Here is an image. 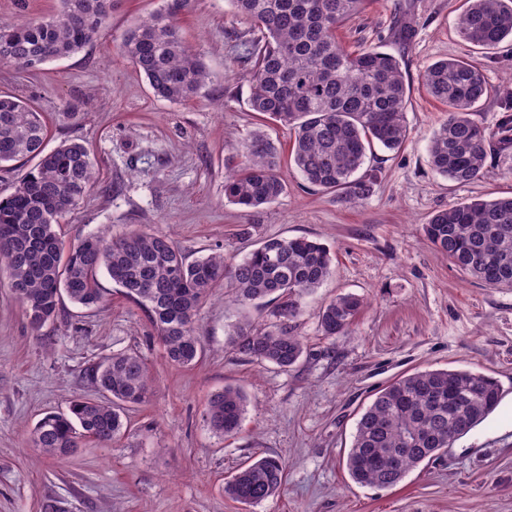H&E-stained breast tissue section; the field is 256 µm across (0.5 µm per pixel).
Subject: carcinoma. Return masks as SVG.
Here are the masks:
<instances>
[{"label": "carcinoma", "instance_id": "carcinoma-1", "mask_svg": "<svg viewBox=\"0 0 512 512\" xmlns=\"http://www.w3.org/2000/svg\"><path fill=\"white\" fill-rule=\"evenodd\" d=\"M52 15L21 24L0 22V65L31 71L69 57L107 24L112 0H59ZM191 0H164V8L123 38L125 55L142 71L153 93L170 102L196 98L212 79L201 56L179 34L177 20ZM250 27L246 40L247 83L253 111L288 128L289 162L302 180L324 191L343 190L351 199L370 192L357 176L378 143L398 150L408 136L405 120L409 82L401 56L376 46L348 51L338 29L359 14L366 0H230ZM456 31L475 47L491 50L512 40V0H465ZM426 92L448 107L428 152L433 169L456 183L479 179L492 144L512 148V93L497 133L471 118L487 94L480 65L444 59L421 75ZM47 124L41 112L9 95L0 96V166L36 163L0 195V266L8 288L21 295L32 328L53 318L62 297L82 307L102 302L98 284L106 271L126 298L148 313L168 360L181 367L199 359L196 316L213 289L224 284L237 300L278 303L279 316L302 312V300L331 273L325 245L299 238H269L240 260L215 250L191 262L165 236L131 231L107 238L89 234L64 248L57 228L96 181L86 147L65 141L45 151ZM278 150L264 131L242 143L238 169L224 181V199L250 210L276 201L286 190L278 174ZM425 239L448 261L491 288H512V196L457 202L422 226ZM363 301L340 295L320 308L326 337L354 324ZM236 350L260 363L291 368L304 348L284 327L240 330ZM87 378L108 394L100 401L76 399L66 413H49L31 433L47 455L64 458L85 441L108 445L123 428V409L150 399L143 359L117 353L91 365ZM500 386L468 370H423L403 375L378 392L357 422L346 466L353 481L391 488L426 460L453 444L497 407ZM247 397L238 387L214 393L206 408L208 427L231 436L242 423ZM285 479L282 462L261 456L240 467L224 493L242 504L275 495Z\"/></svg>", "mask_w": 512, "mask_h": 512}]
</instances>
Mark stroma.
Returning a JSON list of instances; mask_svg holds the SVG:
<instances>
[{"mask_svg":"<svg viewBox=\"0 0 512 512\" xmlns=\"http://www.w3.org/2000/svg\"><path fill=\"white\" fill-rule=\"evenodd\" d=\"M161 6L113 0L107 29L79 53L29 72L0 66V94L47 117V149L76 140L95 162V185L61 226L64 244L143 230L169 236L191 260L215 250L238 259L269 237H306L330 249L332 274L289 322L275 304H235L215 288L197 315L202 357L177 367L146 312L107 275L99 277L100 308L62 300L35 330L1 271L0 512H512V288L473 279L421 231L450 204L512 195V150H491L474 182L438 175L428 142L446 112L420 80L438 60L476 61L488 94L472 118L497 130L512 42L488 54L462 42L456 24L464 0H371L339 29V40L349 50L372 44L403 54L407 141L396 152L376 148L362 169L370 192L359 203L309 186L284 159L278 172L286 193L247 211L224 199L243 140L261 129L289 147L288 129L248 104L242 48L229 37L248 25L230 0H192L180 34L213 81L199 97L173 103L153 95L121 48L125 33ZM403 18L415 35L401 45L393 32ZM347 293L364 297L365 309L348 335L324 337L321 306ZM283 325L304 344L293 368L256 362L231 344L239 329ZM118 352L144 358L150 401L126 407L124 428L108 446L88 442L63 459L34 448L30 432L46 413L66 411L78 397L103 399L85 371ZM432 369L494 378L498 406L398 486L355 483L346 456L361 413L394 379ZM227 385L241 388L248 404L238 432L222 437L204 414ZM265 455L285 466L279 492L250 507L227 498L231 474Z\"/></svg>","mask_w":512,"mask_h":512,"instance_id":"obj_1","label":"stroma"}]
</instances>
